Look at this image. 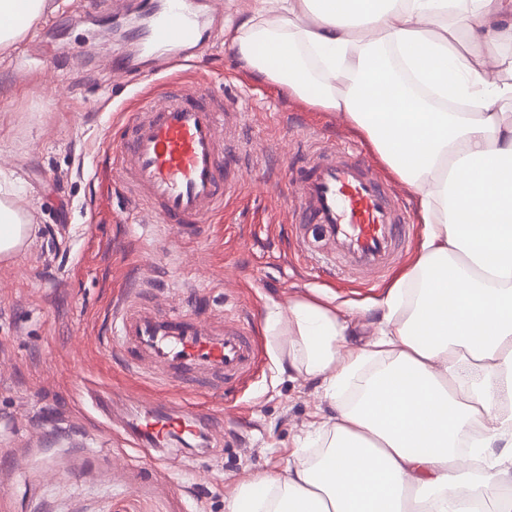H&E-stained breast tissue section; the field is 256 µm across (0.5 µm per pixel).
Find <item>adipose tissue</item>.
<instances>
[{
  "label": "adipose tissue",
  "instance_id": "adipose-tissue-1",
  "mask_svg": "<svg viewBox=\"0 0 512 512\" xmlns=\"http://www.w3.org/2000/svg\"><path fill=\"white\" fill-rule=\"evenodd\" d=\"M512 0H253L230 37L241 69L342 114L418 198L411 268L377 303L367 347L318 298L267 329L274 355L326 397L355 376L353 404L324 424L317 458L242 482L226 512H512ZM23 199L0 195V259L31 235ZM479 380L457 381L458 364Z\"/></svg>",
  "mask_w": 512,
  "mask_h": 512
}]
</instances>
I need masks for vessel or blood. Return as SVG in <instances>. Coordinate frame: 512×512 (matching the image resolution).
Here are the masks:
<instances>
[{
  "instance_id": "vessel-or-blood-1",
  "label": "vessel or blood",
  "mask_w": 512,
  "mask_h": 512,
  "mask_svg": "<svg viewBox=\"0 0 512 512\" xmlns=\"http://www.w3.org/2000/svg\"><path fill=\"white\" fill-rule=\"evenodd\" d=\"M150 37L160 46L202 42L193 0H168ZM230 126L239 135L228 143L220 133ZM246 128L238 102L217 103L170 80L136 99L131 134L113 150L112 165L134 186L148 222L178 233L223 213L240 196L245 171L260 159ZM287 179L298 190L295 224L319 226L328 253L348 274L378 276L400 260L409 238L407 201L372 172L357 145H315ZM110 329L128 371L165 374L200 395L227 392L257 362L255 342L240 322L147 305L136 290L114 297ZM126 428L136 447L163 455L172 437L208 436L213 425L197 408L168 405Z\"/></svg>"
}]
</instances>
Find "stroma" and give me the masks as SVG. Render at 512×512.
Instances as JSON below:
<instances>
[{
  "mask_svg": "<svg viewBox=\"0 0 512 512\" xmlns=\"http://www.w3.org/2000/svg\"><path fill=\"white\" fill-rule=\"evenodd\" d=\"M244 0H195L209 33L177 46L173 75L215 98H232L265 157L245 195L194 234L145 224L112 171L108 148L125 134L136 93L161 79L156 61L113 76L123 39L104 22L114 0H49L41 25L0 51V185L25 200L34 235L0 262V512H225L243 479L284 471L298 447L334 415L318 382L283 373L271 352V312L320 297L348 323L349 346H366L369 316L396 280L337 281L290 243L297 191L282 177L290 157L318 141L357 142L340 114L292 99L244 72L225 30ZM141 289L164 309L236 319L260 348L254 373L212 401L223 444L170 448L168 460L129 446L93 394L126 407L190 400V393L128 374L107 346L114 294Z\"/></svg>",
  "mask_w": 512,
  "mask_h": 512,
  "instance_id": "1",
  "label": "stroma"
}]
</instances>
